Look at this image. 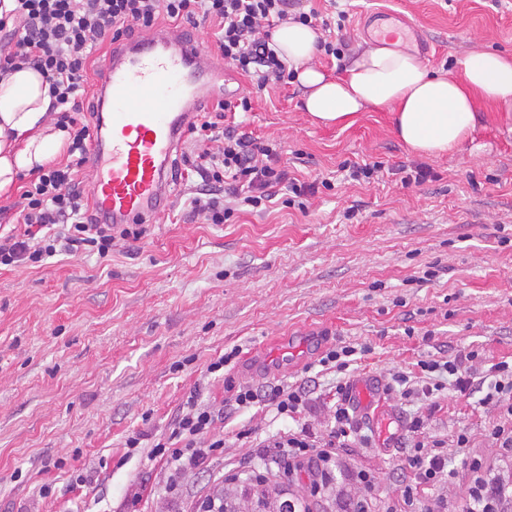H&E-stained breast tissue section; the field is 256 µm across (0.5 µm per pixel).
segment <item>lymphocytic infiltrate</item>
<instances>
[{
    "instance_id": "1",
    "label": "lymphocytic infiltrate",
    "mask_w": 512,
    "mask_h": 512,
    "mask_svg": "<svg viewBox=\"0 0 512 512\" xmlns=\"http://www.w3.org/2000/svg\"><path fill=\"white\" fill-rule=\"evenodd\" d=\"M11 18H0V77L29 67L50 85L52 109L58 124L69 134L66 163L39 170L15 206L21 217L20 233L0 237V266L36 264L58 254L94 253L107 257L115 243L140 239L141 224H115L99 220L90 210L79 174L87 162L94 127L87 119L83 97L89 57L94 47L127 38L133 29L149 30L166 20L179 25L217 23L218 48L225 62L252 77L255 91L293 76L286 60L269 45L271 31L290 16L289 0H15ZM243 96L217 102L214 116H202L189 126L192 148L183 155L185 171L203 181L200 195L189 201L194 216L220 224L231 210L225 202L242 200L261 208L278 189L294 197L315 194L316 186L300 181L280 164L274 144L220 127L226 113L250 111ZM264 405L284 417H300L297 429L272 441L276 452L251 473L254 481L269 474H291L307 467L312 475L311 496L320 495L336 467L342 448L370 445L368 435L354 425L355 406L348 382H338L332 394L330 429L316 433L305 415L315 413L316 398L303 385L284 383L262 387L239 384L232 395L235 410ZM223 410L192 392L172 419L166 436L150 440L139 430L125 441L127 456L146 453L162 462L166 471V512H185L183 477L223 456L224 437L216 431ZM422 413H414L407 461L410 478L402 491L410 512H427L420 493L425 487L447 482L448 460L437 440H425Z\"/></svg>"
}]
</instances>
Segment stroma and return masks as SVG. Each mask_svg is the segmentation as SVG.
I'll use <instances>...</instances> for the list:
<instances>
[{
  "label": "stroma",
  "mask_w": 512,
  "mask_h": 512,
  "mask_svg": "<svg viewBox=\"0 0 512 512\" xmlns=\"http://www.w3.org/2000/svg\"><path fill=\"white\" fill-rule=\"evenodd\" d=\"M348 13L331 39L340 55L314 63L340 75L370 41L365 13L380 9L414 27L413 53L431 71L479 51L512 56V0H339ZM473 141L427 159L431 178L402 186L345 179L343 163L417 161L393 133L389 112L361 113L350 127L321 126L302 108L295 82L271 86L238 113L240 132L280 144V163L324 186L303 204L280 191L264 211L241 209L221 224L188 214L194 180L173 179L171 208L141 239L117 245L110 260L58 255L41 265L0 268V512H122L127 487L153 494L161 512L165 470L125 441L147 429L163 437L182 400L205 383L204 400L222 406L242 382L308 384L328 399L337 373L318 360L338 342L363 344L346 376L386 385L427 381L419 360L478 350L472 371L512 361V118L480 106ZM240 347L236 367L202 380L204 367ZM477 389L446 387L431 400L387 404L397 422L388 440L340 450L313 512H344L364 496L353 474L373 480L372 512H402L408 479L402 436L414 412L425 436L441 439L453 475L425 491L431 512H463L480 458L502 482L512 507V466L488 442L489 425L512 416L486 409ZM292 419L259 405L224 414V458L184 477L187 512L225 471L261 467L269 436ZM470 442L459 447L457 437ZM85 486L69 488L79 473ZM53 496L38 494L41 485Z\"/></svg>",
  "instance_id": "1"
}]
</instances>
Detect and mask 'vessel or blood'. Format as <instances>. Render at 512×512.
<instances>
[{"label": "vessel or blood", "instance_id": "1", "mask_svg": "<svg viewBox=\"0 0 512 512\" xmlns=\"http://www.w3.org/2000/svg\"><path fill=\"white\" fill-rule=\"evenodd\" d=\"M219 61L195 36L161 26L112 47L101 81L90 165L91 203L115 224H148L169 203L173 155L200 105L217 97Z\"/></svg>", "mask_w": 512, "mask_h": 512}]
</instances>
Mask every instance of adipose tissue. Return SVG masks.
Masks as SVG:
<instances>
[{
	"label": "adipose tissue",
	"mask_w": 512,
	"mask_h": 512,
	"mask_svg": "<svg viewBox=\"0 0 512 512\" xmlns=\"http://www.w3.org/2000/svg\"><path fill=\"white\" fill-rule=\"evenodd\" d=\"M321 34L288 21L272 42L304 92V105L320 125H351L358 113L384 109L393 130L413 151L439 157L457 151L476 128L482 104L512 112V58L474 52L442 75L430 73L418 56L377 47L354 55L342 75L312 63ZM49 84L33 69L0 78V194L19 177L47 165L66 141L51 110Z\"/></svg>",
	"instance_id": "1"
}]
</instances>
